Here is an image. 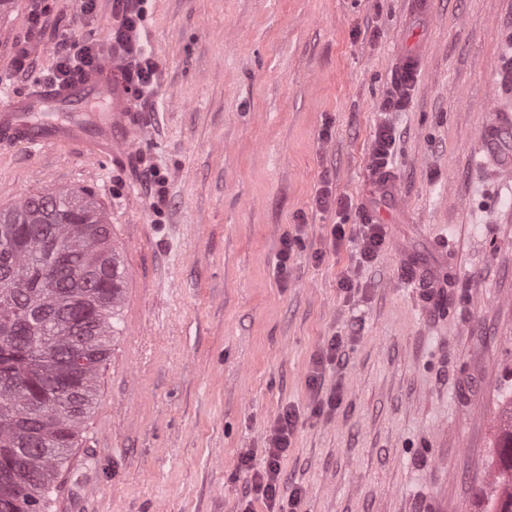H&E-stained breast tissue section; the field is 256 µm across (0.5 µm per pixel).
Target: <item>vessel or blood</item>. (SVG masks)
I'll return each mask as SVG.
<instances>
[{
  "label": "vessel or blood",
  "mask_w": 512,
  "mask_h": 512,
  "mask_svg": "<svg viewBox=\"0 0 512 512\" xmlns=\"http://www.w3.org/2000/svg\"><path fill=\"white\" fill-rule=\"evenodd\" d=\"M129 97L118 62L102 59L95 68L76 75L64 86L35 89L0 102V145L39 147L78 139L86 145L90 158L111 160L128 149L137 132ZM92 103L106 107L92 132L43 118L44 113L60 109L79 112ZM511 139L512 116L497 114L486 136V153L499 165L512 164V150L506 147Z\"/></svg>",
  "instance_id": "b4317fda"
}]
</instances>
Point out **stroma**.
<instances>
[{
	"label": "stroma",
	"instance_id": "35a3bbf8",
	"mask_svg": "<svg viewBox=\"0 0 512 512\" xmlns=\"http://www.w3.org/2000/svg\"><path fill=\"white\" fill-rule=\"evenodd\" d=\"M112 6L13 0L0 85L25 94L66 42L111 52ZM141 38L157 84L129 154L0 147V209L90 192L124 272L122 331L47 512H237L239 459L286 408L299 512H487L512 388V167L472 157L512 113V0H150ZM419 44L405 108L382 111ZM385 123L392 194L369 166ZM326 186L342 206H317ZM363 224L386 232L364 265ZM334 336L320 392L342 400L316 416ZM342 347L343 340L338 336L331 337L328 340L327 344L321 350L319 357L316 361L315 368L312 371V374L309 377V385L314 390L316 389L318 399L313 409V414L316 416H320L324 414L325 409L327 408V413L336 409V406L341 402V394L339 388L332 389L328 394H326V400L324 398H320V382L322 370L327 365H333L336 362H340L342 360Z\"/></svg>",
	"mask_w": 512,
	"mask_h": 512
}]
</instances>
